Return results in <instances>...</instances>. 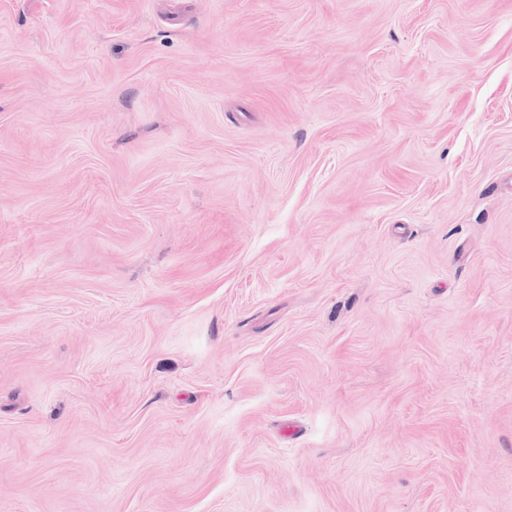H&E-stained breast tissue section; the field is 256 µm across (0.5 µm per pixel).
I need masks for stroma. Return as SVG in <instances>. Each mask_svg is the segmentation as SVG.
Wrapping results in <instances>:
<instances>
[{"label":"stroma","mask_w":512,"mask_h":512,"mask_svg":"<svg viewBox=\"0 0 512 512\" xmlns=\"http://www.w3.org/2000/svg\"><path fill=\"white\" fill-rule=\"evenodd\" d=\"M0 512H512V0H0Z\"/></svg>","instance_id":"1"}]
</instances>
